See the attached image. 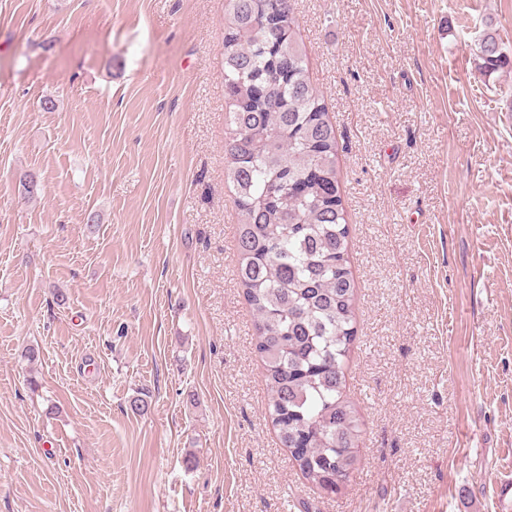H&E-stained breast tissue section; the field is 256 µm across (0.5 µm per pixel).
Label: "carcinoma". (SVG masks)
<instances>
[{
	"label": "carcinoma",
	"instance_id": "carcinoma-1",
	"mask_svg": "<svg viewBox=\"0 0 512 512\" xmlns=\"http://www.w3.org/2000/svg\"><path fill=\"white\" fill-rule=\"evenodd\" d=\"M476 57L485 79L512 69L493 32ZM224 99L235 276L255 321L267 415L303 479L336 493L337 478L358 469L363 433L346 391L356 283L336 129L289 0H224Z\"/></svg>",
	"mask_w": 512,
	"mask_h": 512
}]
</instances>
